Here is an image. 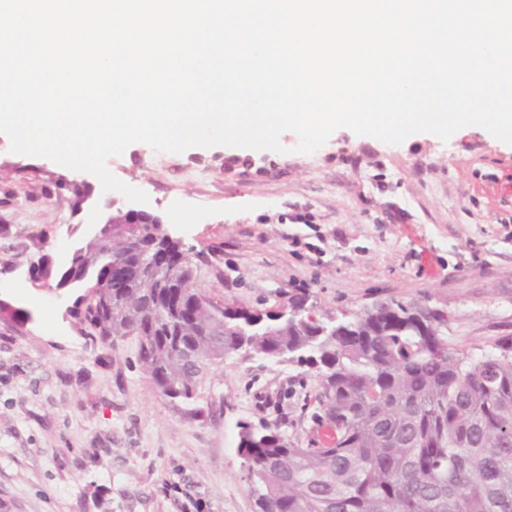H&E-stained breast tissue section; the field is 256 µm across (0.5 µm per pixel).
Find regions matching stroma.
Returning <instances> with one entry per match:
<instances>
[{
	"mask_svg": "<svg viewBox=\"0 0 512 512\" xmlns=\"http://www.w3.org/2000/svg\"><path fill=\"white\" fill-rule=\"evenodd\" d=\"M131 144L112 173L180 242L211 300L281 310L303 288L312 314L348 319L378 299L448 316V350L468 359L512 343V148L484 129L388 145L336 130L315 152ZM92 188L82 211L62 182ZM122 194L92 174L10 152L0 135V512H256L239 425L307 442L315 370L250 351L202 380L196 414L151 389L137 337L101 342L71 311L80 291L34 283L29 265L70 251Z\"/></svg>",
	"mask_w": 512,
	"mask_h": 512,
	"instance_id": "stroma-1",
	"label": "stroma"
}]
</instances>
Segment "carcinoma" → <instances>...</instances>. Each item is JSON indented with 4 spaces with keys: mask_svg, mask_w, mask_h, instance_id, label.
<instances>
[{
    "mask_svg": "<svg viewBox=\"0 0 512 512\" xmlns=\"http://www.w3.org/2000/svg\"><path fill=\"white\" fill-rule=\"evenodd\" d=\"M148 224L93 234L69 267L40 257L35 281L85 289L72 316L105 342L133 335L152 388L186 402L213 365L247 348L308 365L321 380L318 425L327 441L303 446L279 430L240 425L238 452L258 512H512V354L476 360L448 352V317L380 299L334 324L309 314V294L288 311L226 306L196 288L194 273L161 265L180 245ZM123 286L105 302L96 281L112 260Z\"/></svg>",
    "mask_w": 512,
    "mask_h": 512,
    "instance_id": "carcinoma-1",
    "label": "carcinoma"
}]
</instances>
